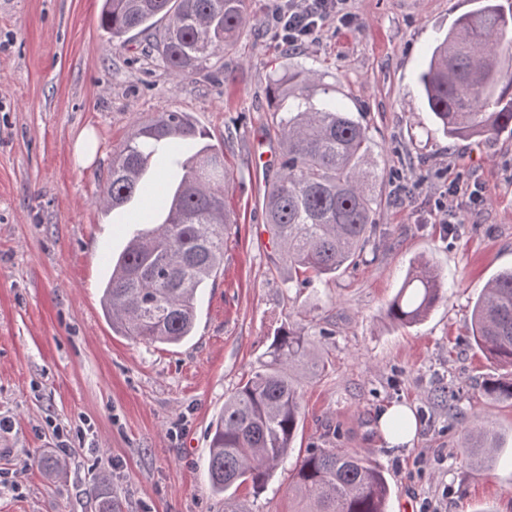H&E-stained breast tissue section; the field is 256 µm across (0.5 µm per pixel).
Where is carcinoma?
Listing matches in <instances>:
<instances>
[{
    "mask_svg": "<svg viewBox=\"0 0 512 512\" xmlns=\"http://www.w3.org/2000/svg\"><path fill=\"white\" fill-rule=\"evenodd\" d=\"M250 21L247 0H102L101 29L114 43L131 32L154 39L164 66L188 78L216 65L235 48ZM317 74L283 73L288 109L277 123L279 167L264 200L288 282L298 286L333 276L354 263L370 241L383 181L366 125L323 88L312 103ZM420 84L433 120L453 141L512 133V16L498 0L454 20L432 49ZM185 112L160 113L135 125L99 194L104 211L128 205L143 192L144 175L160 147L179 141L192 151L173 159L181 176L159 208V221L136 228L112 260L102 309L112 332L138 343L176 344L192 335L202 289L224 264V242L236 223L225 200L231 173L224 152ZM441 300L435 266L415 260L386 310L401 327L422 322ZM469 333L489 359L511 369L487 383L493 401L512 402V269L494 275L474 301ZM269 360L226 400L211 426L207 473L213 492L251 484L262 491L288 458L300 422L301 366L323 368L301 328L274 337ZM467 439L498 459L495 431L475 419ZM292 490L305 512H387L384 472L343 448H311L291 469ZM95 512H121L109 484L95 487Z\"/></svg>",
    "mask_w": 512,
    "mask_h": 512,
    "instance_id": "cac0c4a2",
    "label": "carcinoma"
}]
</instances>
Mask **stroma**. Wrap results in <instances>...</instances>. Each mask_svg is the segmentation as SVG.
Instances as JSON below:
<instances>
[{"label":"stroma","instance_id":"35a3bbf8","mask_svg":"<svg viewBox=\"0 0 512 512\" xmlns=\"http://www.w3.org/2000/svg\"><path fill=\"white\" fill-rule=\"evenodd\" d=\"M101 4L0 0V512H93L89 491L104 479L123 512H224L207 477L209 427L275 333L296 326L325 369L295 375L294 454L336 446L376 462L390 512H512V404L485 396L500 369L468 330L486 282L512 267V136L450 143L417 85L470 0H350L351 26L329 20L294 51L270 24L272 0H247L252 24L217 80L176 79L144 37L109 43ZM289 66L335 90L384 167L364 261L304 288L289 286L263 213L279 156L272 80ZM166 111L188 113L223 148L236 222L193 336L147 346L115 335L100 305L108 258L142 202L106 213L96 199L132 126ZM86 129L98 154L82 168L73 144ZM452 183L480 186L483 202L448 225L434 202ZM420 257L446 298L399 327L385 308ZM449 383L447 405L437 391ZM396 404L417 421L408 448H389L379 428ZM476 418L503 446L482 472L465 432ZM65 428L87 435L48 471L41 459ZM289 475L280 466L259 493L241 485V512H300Z\"/></svg>","mask_w":512,"mask_h":512}]
</instances>
